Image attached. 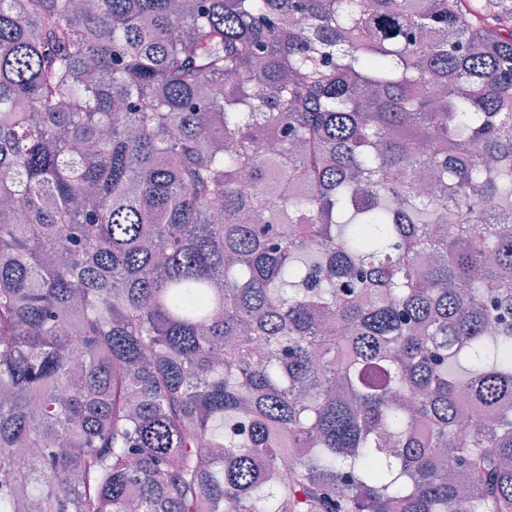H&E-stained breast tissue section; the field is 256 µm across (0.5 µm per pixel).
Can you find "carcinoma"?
<instances>
[{"mask_svg":"<svg viewBox=\"0 0 512 512\" xmlns=\"http://www.w3.org/2000/svg\"><path fill=\"white\" fill-rule=\"evenodd\" d=\"M494 210L512 0H0V512H512Z\"/></svg>","mask_w":512,"mask_h":512,"instance_id":"1","label":"carcinoma"}]
</instances>
